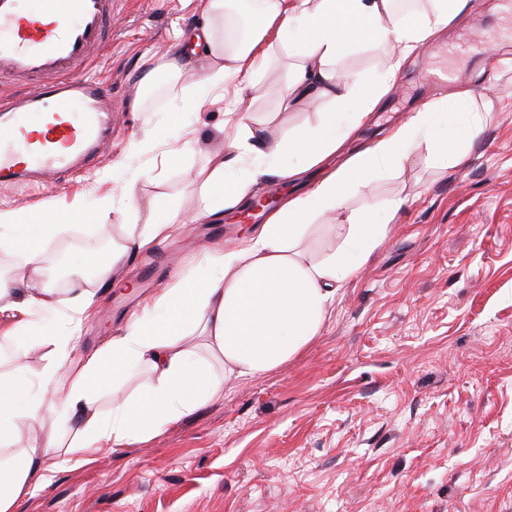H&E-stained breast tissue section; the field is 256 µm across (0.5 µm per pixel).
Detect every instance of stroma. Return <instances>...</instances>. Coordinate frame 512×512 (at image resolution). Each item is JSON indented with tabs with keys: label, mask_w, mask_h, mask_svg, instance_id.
I'll return each instance as SVG.
<instances>
[{
	"label": "stroma",
	"mask_w": 512,
	"mask_h": 512,
	"mask_svg": "<svg viewBox=\"0 0 512 512\" xmlns=\"http://www.w3.org/2000/svg\"><path fill=\"white\" fill-rule=\"evenodd\" d=\"M203 0H122L112 44L90 72L112 90L107 154L63 183L0 188V212L34 214L47 202L83 207L84 221L60 225L44 256L63 254L99 308L78 333L74 359L100 351L125 332L145 302L177 277L208 273V251L244 241L253 223L238 211L221 224L159 237L130 250L113 288L88 275L86 259L103 240L119 244L128 228L121 163L131 141L151 129L136 159L152 169L139 183L141 208L178 201L205 156L219 149L232 119L205 90L187 99L170 78L152 90L138 75L179 54L202 19ZM371 40L336 62L346 80L370 84L391 55ZM260 75L255 121L288 133L314 123L312 107L281 112L286 57ZM453 78L434 84L430 70ZM476 90L490 113L465 163L442 168L423 143L402 169L372 182L369 203L388 219L386 237L340 288L318 336L280 368L224 390L149 440L71 456L74 431L61 438L60 463L22 496L15 512H512V0H469L435 40L421 44L396 86L345 153L368 145L423 104L455 111L457 88ZM195 130L196 153L168 158L169 140ZM405 204L394 217L384 208ZM112 208L93 214L101 200ZM144 366L96 392L103 416L112 399L148 389Z\"/></svg>",
	"instance_id": "obj_1"
}]
</instances>
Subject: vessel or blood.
<instances>
[{
  "instance_id": "vessel-or-blood-1",
  "label": "vessel or blood",
  "mask_w": 512,
  "mask_h": 512,
  "mask_svg": "<svg viewBox=\"0 0 512 512\" xmlns=\"http://www.w3.org/2000/svg\"><path fill=\"white\" fill-rule=\"evenodd\" d=\"M116 0H0V186L73 171L105 147L115 107L86 66ZM29 86L20 101L11 87Z\"/></svg>"
}]
</instances>
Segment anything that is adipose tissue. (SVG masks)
Returning <instances> with one entry per match:
<instances>
[{
  "label": "adipose tissue",
  "mask_w": 512,
  "mask_h": 512,
  "mask_svg": "<svg viewBox=\"0 0 512 512\" xmlns=\"http://www.w3.org/2000/svg\"><path fill=\"white\" fill-rule=\"evenodd\" d=\"M396 0H261L246 34L225 37L230 0H205L204 20L190 36L182 58L162 61L143 71L139 83L151 88L159 75L172 78L187 69V58L203 60L199 80L210 94L231 97L238 116L224 128V148L209 154L190 181L186 198L166 208L154 206L150 222L131 233L129 247L142 248L158 237L183 232L185 216L223 221L252 199L253 186L267 175L296 179L305 171L324 168L322 177L300 195L288 197L256 225L243 246L214 251L212 276L195 281L183 276L146 306L129 330L112 337L83 365L67 359L75 339L55 343L52 360L38 373L50 399H37L22 412L37 422L53 417L56 431L29 442L24 456L9 470H0V512H14L19 497L42 483L56 464V432L78 424L71 453L119 447L145 440L170 422L192 413L204 400L220 393L228 374L251 378L287 363L319 333L327 309L342 284L367 259V250L385 236L369 208L353 209L352 196L367 192L374 177L403 168L415 141L433 143L440 161L461 165L468 145L482 132V112L447 114L427 107L412 113L392 133L356 154L342 166L327 161L370 116L380 99L396 84L405 59L455 17L462 0H425L410 20L398 21ZM392 40L399 48L380 77L369 86L339 80L334 65L339 57L369 37ZM301 43L303 51L288 65V83L279 102L288 111L303 102L328 104L316 124L290 134L280 123H255L244 105L252 100L256 77L275 53ZM303 159L302 166L284 164L285 155ZM332 214L341 224V242L321 259L308 261L303 243L318 215ZM79 209L57 210L46 203L35 223L0 213V225L11 230V244L21 245L24 262L40 268L41 240L58 224L81 218ZM22 313L4 333L5 340L37 333L34 313L55 306L50 289L19 291L15 281L0 278V302ZM197 330L209 348L224 358L223 373L179 347L187 329ZM147 365L154 381L147 392L115 401L111 419L95 407L93 387L106 378H123L130 364ZM30 369L24 353L13 356V376L0 379V445L13 444V405L25 395L20 387Z\"/></svg>",
  "instance_id": "ef3b65f1"
}]
</instances>
